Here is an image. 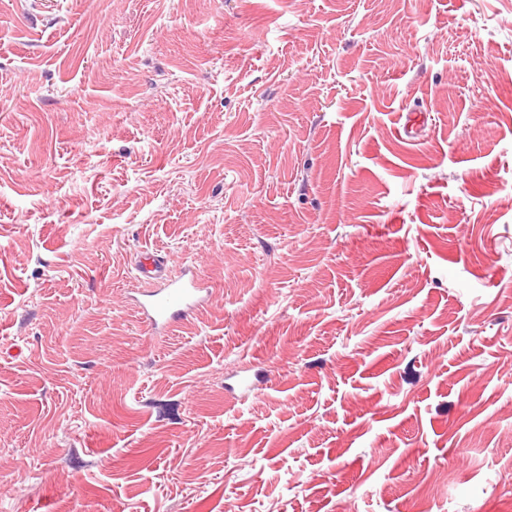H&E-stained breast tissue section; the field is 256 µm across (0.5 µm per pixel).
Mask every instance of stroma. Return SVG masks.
<instances>
[{
  "mask_svg": "<svg viewBox=\"0 0 512 512\" xmlns=\"http://www.w3.org/2000/svg\"><path fill=\"white\" fill-rule=\"evenodd\" d=\"M0 512H512V0H0ZM137 279L157 289L139 301L145 321L153 330L173 327L187 319L210 297V285L198 268L188 269L181 277L169 275V259L156 251H142L135 263Z\"/></svg>",
  "mask_w": 512,
  "mask_h": 512,
  "instance_id": "stroma-1",
  "label": "stroma"
}]
</instances>
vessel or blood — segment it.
I'll return each instance as SVG.
<instances>
[{
  "mask_svg": "<svg viewBox=\"0 0 512 512\" xmlns=\"http://www.w3.org/2000/svg\"><path fill=\"white\" fill-rule=\"evenodd\" d=\"M137 279L153 284L139 307L151 329L171 327L187 319L210 297V285L199 269L187 270L181 277L169 274V259L155 251H142L135 263Z\"/></svg>",
  "mask_w": 512,
  "mask_h": 512,
  "instance_id": "obj_1",
  "label": "vessel or blood"
}]
</instances>
